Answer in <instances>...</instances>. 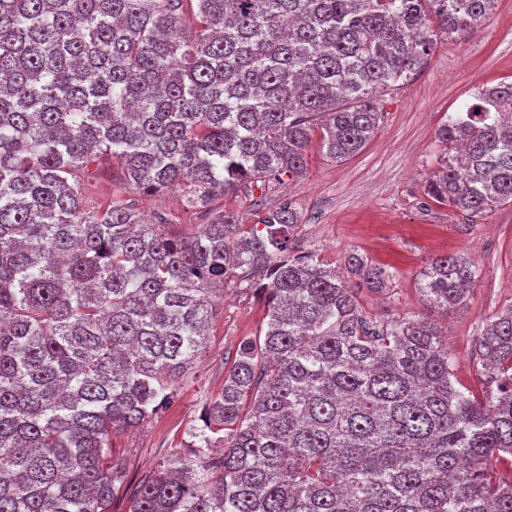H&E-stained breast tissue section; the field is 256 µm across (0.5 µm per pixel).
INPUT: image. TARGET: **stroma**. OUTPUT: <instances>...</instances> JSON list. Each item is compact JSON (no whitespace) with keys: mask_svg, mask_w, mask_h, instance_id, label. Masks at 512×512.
<instances>
[{"mask_svg":"<svg viewBox=\"0 0 512 512\" xmlns=\"http://www.w3.org/2000/svg\"><path fill=\"white\" fill-rule=\"evenodd\" d=\"M507 76H512V0H495L491 13L461 36L439 37L420 75L382 96L384 118L359 153L336 162L311 146L303 176L263 195L219 197L213 206L231 207L249 224L258 213L292 201L305 251L339 268L353 251L390 268V291H362L363 312L382 320L427 318L442 330L458 360V380L478 387L477 336L490 316L512 306V205L471 224L461 212L427 198L423 185L436 166L438 127L471 104L481 87ZM127 197L148 216L170 215L181 235L200 227L199 219L184 213L180 191L159 196L132 188ZM446 254L467 258L477 274L465 304L443 312L426 305L417 281L429 262ZM264 314L259 295L225 281L219 315L190 369L174 382L171 403L112 437V453L126 472L113 512H127L133 486L158 463L189 456V431L206 400L221 392L225 361L258 333Z\"/></svg>","mask_w":512,"mask_h":512,"instance_id":"35a3bbf8","label":"stroma"}]
</instances>
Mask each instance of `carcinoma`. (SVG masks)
I'll list each match as a JSON object with an SVG mask.
<instances>
[{"label":"carcinoma","mask_w":512,"mask_h":512,"mask_svg":"<svg viewBox=\"0 0 512 512\" xmlns=\"http://www.w3.org/2000/svg\"><path fill=\"white\" fill-rule=\"evenodd\" d=\"M494 2L0 0V512H112V432L170 401L230 277L266 295L262 328L191 428L193 457L160 464L128 512H512V469L489 467L512 458V307L480 331L475 390L433 323L363 313L361 289L392 272L352 252L345 277L302 250L290 201L252 224L210 208L301 174L316 134L332 159L357 154L381 94ZM436 141L428 198L475 220L512 202V81ZM112 161L122 184L91 209L81 185ZM131 184L184 186L208 220L175 237ZM475 279L441 256L417 290L446 312Z\"/></svg>","instance_id":"cac0c4a2"}]
</instances>
